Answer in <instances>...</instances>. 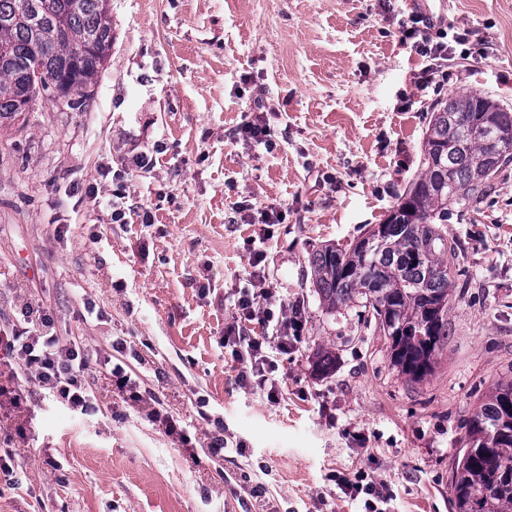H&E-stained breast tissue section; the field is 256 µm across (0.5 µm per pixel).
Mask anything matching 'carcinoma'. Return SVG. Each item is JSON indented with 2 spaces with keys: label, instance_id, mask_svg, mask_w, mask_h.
<instances>
[{
  "label": "carcinoma",
  "instance_id": "carcinoma-1",
  "mask_svg": "<svg viewBox=\"0 0 512 512\" xmlns=\"http://www.w3.org/2000/svg\"><path fill=\"white\" fill-rule=\"evenodd\" d=\"M109 0H0V128L42 94L67 104L94 95L112 50ZM78 96L73 100L72 96ZM512 164V113L465 92L435 104L421 172L380 224L347 248L309 257L327 311L362 308L384 336L392 366L410 381L431 375L444 339L458 258L448 208L476 202ZM451 472L452 512H512V378L467 419Z\"/></svg>",
  "mask_w": 512,
  "mask_h": 512
}]
</instances>
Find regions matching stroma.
Listing matches in <instances>:
<instances>
[{
  "instance_id": "35a3bbf8",
  "label": "stroma",
  "mask_w": 512,
  "mask_h": 512,
  "mask_svg": "<svg viewBox=\"0 0 512 512\" xmlns=\"http://www.w3.org/2000/svg\"><path fill=\"white\" fill-rule=\"evenodd\" d=\"M429 7L467 36L438 91L418 86L404 0H110L92 100L39 102L0 131V331L44 309L61 343L87 345L96 408L18 378L0 343V456L17 474L0 473V512H362L337 471L384 485L388 512H451L462 427L512 375V166L448 214L462 291L421 382L357 310L325 312L308 263L383 221L420 172L434 103L473 91L512 113V0ZM259 95L270 151L240 131ZM265 228L267 280L303 321L274 399L238 383L224 346ZM319 351L336 358L325 375ZM113 355L155 401L113 386Z\"/></svg>"
}]
</instances>
